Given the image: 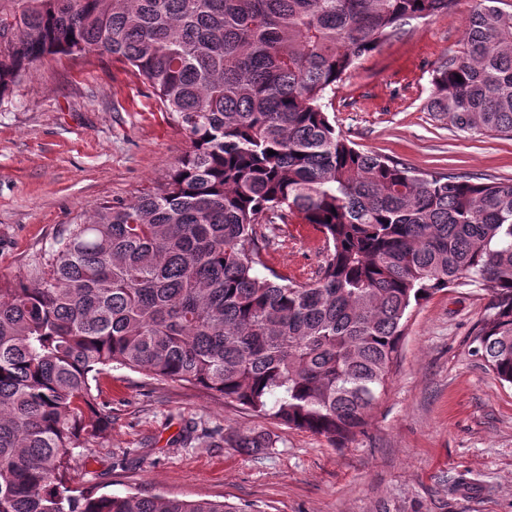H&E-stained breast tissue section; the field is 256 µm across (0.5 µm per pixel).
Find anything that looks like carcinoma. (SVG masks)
Masks as SVG:
<instances>
[{
  "label": "carcinoma",
  "instance_id": "cac0c4a2",
  "mask_svg": "<svg viewBox=\"0 0 512 512\" xmlns=\"http://www.w3.org/2000/svg\"><path fill=\"white\" fill-rule=\"evenodd\" d=\"M455 2L0 0V106L49 56L108 55L191 141L152 190L94 205L43 263L0 278V512H248L70 487L72 450L109 424L98 381L115 366L341 447L413 309L476 286L474 353L512 386V179L360 151L327 115L362 58ZM503 2L476 0L463 51L434 66L427 111L457 131L512 137ZM295 219L324 235V264L260 274L259 226Z\"/></svg>",
  "mask_w": 512,
  "mask_h": 512
}]
</instances>
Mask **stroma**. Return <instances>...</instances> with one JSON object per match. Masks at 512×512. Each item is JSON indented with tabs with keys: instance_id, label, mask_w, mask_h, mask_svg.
I'll return each instance as SVG.
<instances>
[{
	"instance_id": "obj_1",
	"label": "stroma",
	"mask_w": 512,
	"mask_h": 512,
	"mask_svg": "<svg viewBox=\"0 0 512 512\" xmlns=\"http://www.w3.org/2000/svg\"><path fill=\"white\" fill-rule=\"evenodd\" d=\"M473 0L419 20L360 62L330 119L356 148L422 171L512 178V139L437 123L432 69L462 48ZM150 88L111 58L48 59L0 106V277L26 272L103 201L165 179L190 150ZM266 265L305 279L326 259L309 224H268ZM486 301L449 288L417 306L386 393L344 448L198 388L115 367L102 381L112 426L74 449V482L99 494L247 504L255 512H512V387L473 352ZM262 435L246 455L231 440Z\"/></svg>"
}]
</instances>
